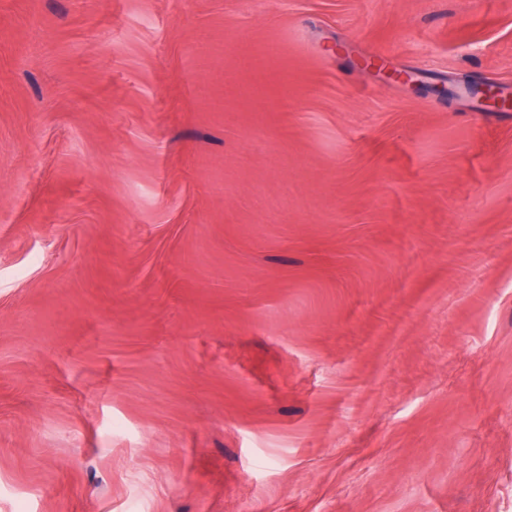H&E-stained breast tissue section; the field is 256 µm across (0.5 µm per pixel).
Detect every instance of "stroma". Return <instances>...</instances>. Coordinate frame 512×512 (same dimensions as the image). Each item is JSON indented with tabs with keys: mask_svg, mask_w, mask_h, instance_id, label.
<instances>
[{
	"mask_svg": "<svg viewBox=\"0 0 512 512\" xmlns=\"http://www.w3.org/2000/svg\"><path fill=\"white\" fill-rule=\"evenodd\" d=\"M472 83L512 0H0V512H512Z\"/></svg>",
	"mask_w": 512,
	"mask_h": 512,
	"instance_id": "35a3bbf8",
	"label": "stroma"
}]
</instances>
